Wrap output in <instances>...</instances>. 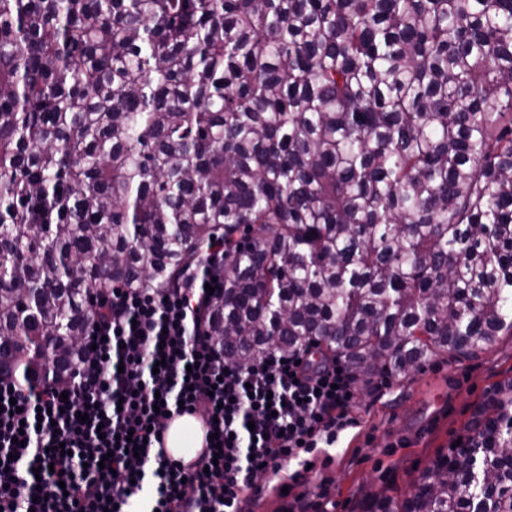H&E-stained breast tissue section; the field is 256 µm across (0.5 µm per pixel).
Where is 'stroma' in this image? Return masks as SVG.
<instances>
[{
  "mask_svg": "<svg viewBox=\"0 0 512 512\" xmlns=\"http://www.w3.org/2000/svg\"><path fill=\"white\" fill-rule=\"evenodd\" d=\"M510 378L512 336H502L474 357L439 358L409 377L355 389L349 407L355 426L313 454L315 466L302 484L293 482L292 461L277 475L258 477L262 495L245 512H285L292 498L315 499L323 486L328 512H361L369 497L410 493L438 452L463 434L487 392ZM283 486L290 487L289 497L280 496Z\"/></svg>",
  "mask_w": 512,
  "mask_h": 512,
  "instance_id": "obj_1",
  "label": "stroma"
}]
</instances>
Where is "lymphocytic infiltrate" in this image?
<instances>
[{"label": "lymphocytic infiltrate", "instance_id": "f902f5d3", "mask_svg": "<svg viewBox=\"0 0 512 512\" xmlns=\"http://www.w3.org/2000/svg\"><path fill=\"white\" fill-rule=\"evenodd\" d=\"M224 238L165 288H107L85 358L62 383L0 376V512H129L152 482L154 512H243L256 479L308 466L353 421L345 362L317 349L226 362L206 283L224 288ZM213 289V290H214ZM209 421L219 452L159 454L168 416ZM21 444H14V437ZM137 452H130V445Z\"/></svg>", "mask_w": 512, "mask_h": 512}]
</instances>
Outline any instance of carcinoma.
<instances>
[{"instance_id": "carcinoma-1", "label": "carcinoma", "mask_w": 512, "mask_h": 512, "mask_svg": "<svg viewBox=\"0 0 512 512\" xmlns=\"http://www.w3.org/2000/svg\"><path fill=\"white\" fill-rule=\"evenodd\" d=\"M218 229L239 367L318 344L368 389L512 336V0H0L14 374L66 380L105 273L166 287ZM362 512H512V379Z\"/></svg>"}]
</instances>
